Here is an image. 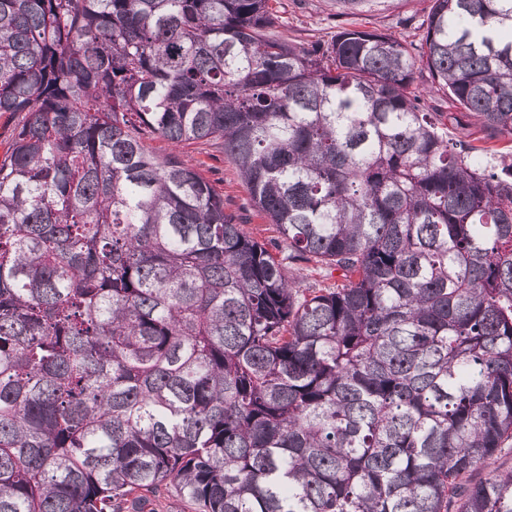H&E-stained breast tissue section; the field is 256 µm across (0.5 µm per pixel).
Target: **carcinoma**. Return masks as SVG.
Returning a JSON list of instances; mask_svg holds the SVG:
<instances>
[{
    "mask_svg": "<svg viewBox=\"0 0 512 512\" xmlns=\"http://www.w3.org/2000/svg\"><path fill=\"white\" fill-rule=\"evenodd\" d=\"M276 4L0 0V512H512V163L440 128L512 139V0ZM279 22L275 30L296 44L325 38L336 32V26H365L392 34L399 39L418 43L423 34L420 23L426 18L430 0H365L357 14H342L337 0H281ZM285 12V13H284ZM282 16V18H280ZM283 20L286 27L280 26ZM179 151L187 161L197 166L204 179L224 194L226 211L239 214L243 218V227L247 232L265 243L272 252H278L281 244L275 240L276 233L252 210L246 211L243 208L248 206L249 193L240 180L235 165L221 151L197 143L182 144Z\"/></svg>",
    "mask_w": 512,
    "mask_h": 512,
    "instance_id": "1",
    "label": "carcinoma"
}]
</instances>
